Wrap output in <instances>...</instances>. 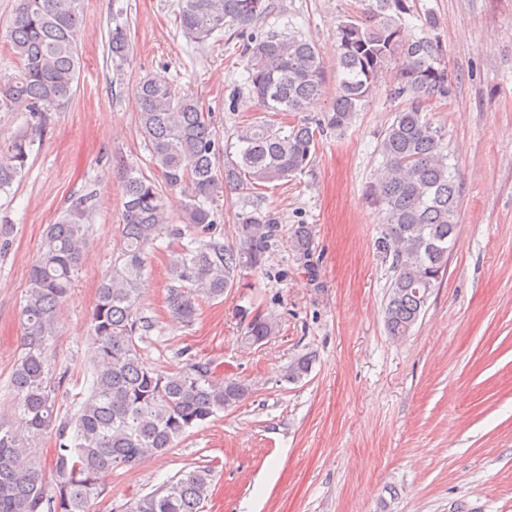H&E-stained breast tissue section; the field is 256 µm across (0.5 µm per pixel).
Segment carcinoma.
Wrapping results in <instances>:
<instances>
[{
    "label": "carcinoma",
    "mask_w": 512,
    "mask_h": 512,
    "mask_svg": "<svg viewBox=\"0 0 512 512\" xmlns=\"http://www.w3.org/2000/svg\"><path fill=\"white\" fill-rule=\"evenodd\" d=\"M269 9L268 0H179L177 19L194 42L234 30L243 42L247 88L260 111L305 112L323 92V62L316 47L299 35L254 34ZM83 13L84 0H19L5 38L20 69L0 81V112H26L38 123L0 142V190L25 171L46 114L73 94L81 67ZM408 13L407 0H369L366 12L342 21L336 28L342 78L331 111L313 123L264 119L239 127L222 182L214 173L218 146L211 120L200 102L161 79L139 83L143 139L165 185L187 188L183 212L189 241L169 251L167 260V305L179 323H194L199 298L222 299L224 292L241 287L244 270L262 269L276 231L271 215L245 213L239 244H224L215 236L209 208L222 185L249 195L263 183L302 171L315 150L316 132L348 126L379 70L394 61L398 78L392 95L408 104L378 143L380 167L366 194L386 220L377 244L392 271L386 329L397 340L410 335L456 246L460 182L448 163L444 134L425 112V103L449 97L452 85L436 43L400 37ZM109 48L114 58L128 56L125 28L112 29ZM92 207L91 194L70 202L46 228L28 272L22 353L8 385L15 417L0 416V512H89L112 470L133 469L168 452L189 429L248 393L235 379L213 377L206 362L160 371L144 358L139 342L153 323L140 312L142 283L149 251L168 231L167 202L155 180L131 168L125 172L119 247L97 288L91 317L89 395L72 420L58 421L47 352L57 336L58 309L82 266ZM294 245L310 256L311 228H296ZM275 331L273 318L255 312L241 340L257 345ZM311 365L312 357L300 356L286 367L285 377L298 381ZM51 429L58 450L47 469L28 448ZM210 485V470L198 467L134 499L126 512H202Z\"/></svg>",
    "instance_id": "obj_1"
}]
</instances>
